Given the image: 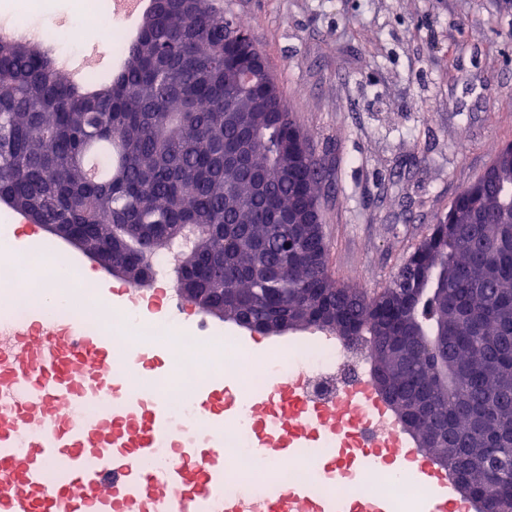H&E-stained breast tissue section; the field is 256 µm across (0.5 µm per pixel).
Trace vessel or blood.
Wrapping results in <instances>:
<instances>
[{
	"label": "vessel or blood",
	"instance_id": "1",
	"mask_svg": "<svg viewBox=\"0 0 512 512\" xmlns=\"http://www.w3.org/2000/svg\"><path fill=\"white\" fill-rule=\"evenodd\" d=\"M105 310L131 302V289L98 290ZM125 365L112 357L109 336L76 321L34 316L24 323H0V512H385L378 499L353 507L325 504L308 492L278 486L260 496L241 489L224 494V432L212 428L202 445L182 447L180 429L162 406L144 409L140 400L101 405ZM300 381L277 380L268 401L275 417L249 442L260 459L293 456L288 426L312 422L325 432L346 421L371 428V474L415 463L428 489L430 512H449L456 483L446 466L424 456L406 437L393 408L366 380L347 398L315 408L305 418L298 405ZM224 404V390L212 388L194 405L196 419L210 421ZM174 449L178 459L157 467L142 461L157 449ZM66 464L70 476L52 483L49 473Z\"/></svg>",
	"mask_w": 512,
	"mask_h": 512
}]
</instances>
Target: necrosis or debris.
<instances>
[{
  "mask_svg": "<svg viewBox=\"0 0 512 512\" xmlns=\"http://www.w3.org/2000/svg\"><path fill=\"white\" fill-rule=\"evenodd\" d=\"M57 250V244L48 239L41 252V264L17 256L10 266H0V302L6 304L5 309H0V318L24 322L34 308L33 301L24 297L26 281L20 275L24 269L36 268L45 281L64 289L66 294L76 293L74 281L57 274L52 262ZM47 315L53 320L77 318L91 330L105 331L112 338L114 354L127 361L146 347L170 350L173 369L166 380H150L133 367L127 373L128 383L134 392L149 386L165 395V410L187 423L186 442H196L207 432L204 423L192 418L194 401L201 387L219 378L234 381L237 394L225 398L222 418L226 486L231 490L248 479L254 481L258 492L266 490L261 474L263 462L248 448L258 428V420L250 407L253 402L270 396L275 379L291 372L299 373L303 379L300 404L315 407L345 397L362 381L368 365L366 341L347 343L327 333L293 346L288 355L271 354L253 368L244 365L237 337L225 336L224 347L218 351L207 339L197 335H174L167 320L147 322L134 310L80 316L71 306L59 305L48 308ZM272 467L279 483L313 486L328 499L371 496L389 500L396 512H424L426 507L424 488L407 472H392L380 480L339 481L324 476L301 456L276 459Z\"/></svg>",
  "mask_w": 512,
  "mask_h": 512,
  "instance_id": "4bbe7bcc",
  "label": "necrosis or debris"
}]
</instances>
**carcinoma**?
I'll use <instances>...</instances> for the list:
<instances>
[{
	"instance_id": "cac0c4a2",
	"label": "carcinoma",
	"mask_w": 512,
	"mask_h": 512,
	"mask_svg": "<svg viewBox=\"0 0 512 512\" xmlns=\"http://www.w3.org/2000/svg\"><path fill=\"white\" fill-rule=\"evenodd\" d=\"M224 0H161L142 16L121 67L77 85L39 42L0 37V197L37 224H70L109 258L137 267L154 253L188 256L183 275L224 299V320L256 330L327 316L336 331L367 337L377 388L421 449L455 482L512 501V145L463 188L392 282L369 296L336 284L314 158L276 99L228 63ZM98 157L105 173H90ZM302 220L264 242L262 260L287 267L258 282L253 243L288 211ZM448 333V365L438 358Z\"/></svg>"
}]
</instances>
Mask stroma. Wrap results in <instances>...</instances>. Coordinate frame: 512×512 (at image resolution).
Returning <instances> with one entry per match:
<instances>
[{"instance_id": "1", "label": "stroma", "mask_w": 512, "mask_h": 512, "mask_svg": "<svg viewBox=\"0 0 512 512\" xmlns=\"http://www.w3.org/2000/svg\"><path fill=\"white\" fill-rule=\"evenodd\" d=\"M321 170L333 279L380 291L512 143V0H224Z\"/></svg>"}]
</instances>
